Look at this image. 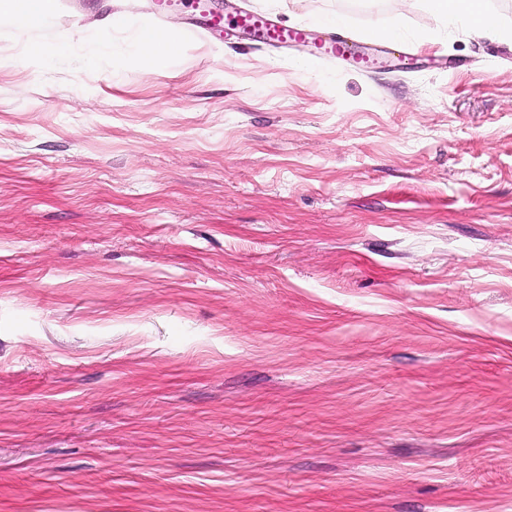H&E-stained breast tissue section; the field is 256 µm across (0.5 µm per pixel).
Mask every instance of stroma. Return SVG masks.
<instances>
[{
    "label": "stroma",
    "mask_w": 512,
    "mask_h": 512,
    "mask_svg": "<svg viewBox=\"0 0 512 512\" xmlns=\"http://www.w3.org/2000/svg\"><path fill=\"white\" fill-rule=\"evenodd\" d=\"M242 5L307 40L60 0L179 46L36 82L0 18V512H512V0ZM430 12L439 19L451 17L479 35L495 32L497 22L484 0H425ZM141 70L151 73L152 62L160 54H173L177 44L170 29H160L154 25H144L137 32L132 44Z\"/></svg>",
    "instance_id": "obj_1"
}]
</instances>
